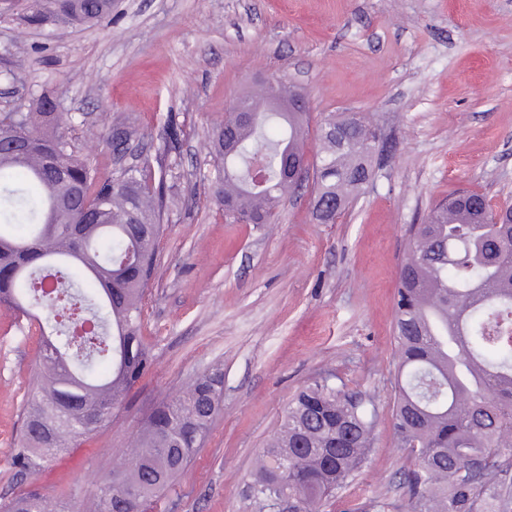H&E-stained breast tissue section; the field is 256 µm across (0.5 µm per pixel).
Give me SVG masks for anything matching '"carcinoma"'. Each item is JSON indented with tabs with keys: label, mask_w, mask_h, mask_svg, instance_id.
I'll list each match as a JSON object with an SVG mask.
<instances>
[{
	"label": "carcinoma",
	"mask_w": 512,
	"mask_h": 512,
	"mask_svg": "<svg viewBox=\"0 0 512 512\" xmlns=\"http://www.w3.org/2000/svg\"><path fill=\"white\" fill-rule=\"evenodd\" d=\"M112 14V0H30L27 22L58 29ZM251 120L228 113L215 130L216 199L234 202L233 224H268L295 183L287 161L308 162L307 113L279 112L265 94L247 97ZM50 93L30 110L0 112V134L27 151L0 156V304L37 323L41 349L16 464L40 469L104 428L152 365L141 337L143 297L156 266L166 187L149 159L127 165L135 130L112 126L114 168L102 173L77 151ZM361 119L320 128L312 164L314 212L340 197L342 212L371 179V139ZM54 159L66 175L47 169ZM460 191L408 227L397 284L399 364L394 429L416 454L406 512H512V213ZM224 394L215 370L183 398L153 408L117 479L101 488L99 512H144L202 447ZM376 420L372 399L323 379L301 390L280 432L260 452L250 487L255 512L288 494L292 512H316L366 459ZM476 478L459 476L464 464ZM4 512H67L30 493Z\"/></svg>",
	"instance_id": "1"
}]
</instances>
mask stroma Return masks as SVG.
<instances>
[{
    "mask_svg": "<svg viewBox=\"0 0 512 512\" xmlns=\"http://www.w3.org/2000/svg\"><path fill=\"white\" fill-rule=\"evenodd\" d=\"M25 7L0 0V112L51 93L107 170L106 136L131 122L177 189L144 302L150 371L78 452L24 476L15 454L41 338L0 305V505L36 492L94 512L150 409L219 368L205 444L151 512H249L259 448L326 377L371 397L377 419L365 463L322 512H405L414 460L393 409L407 228L459 190L512 203V0H115L111 17L62 33L26 25ZM260 78L308 97V156L327 119L377 127L373 176L336 223L315 221L306 186L270 224H229L217 207L213 128Z\"/></svg>",
    "mask_w": 512,
    "mask_h": 512,
    "instance_id": "1",
    "label": "stroma"
}]
</instances>
